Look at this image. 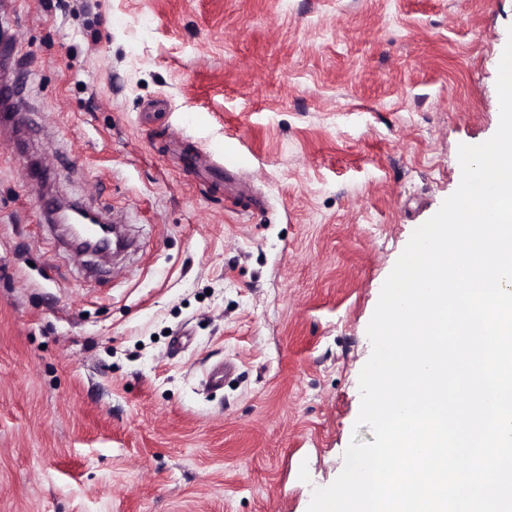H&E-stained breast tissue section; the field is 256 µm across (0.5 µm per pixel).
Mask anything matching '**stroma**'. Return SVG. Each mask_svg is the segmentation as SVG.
Masks as SVG:
<instances>
[{
	"label": "stroma",
	"instance_id": "35a3bbf8",
	"mask_svg": "<svg viewBox=\"0 0 512 512\" xmlns=\"http://www.w3.org/2000/svg\"><path fill=\"white\" fill-rule=\"evenodd\" d=\"M0 3V512H307L374 440L367 326L498 128L512 0ZM48 200L135 246L86 265Z\"/></svg>",
	"mask_w": 512,
	"mask_h": 512
}]
</instances>
